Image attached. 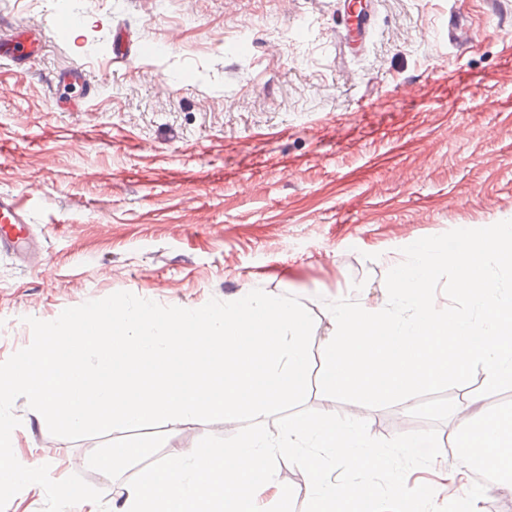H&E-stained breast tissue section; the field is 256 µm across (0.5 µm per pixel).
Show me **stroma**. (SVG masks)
Returning a JSON list of instances; mask_svg holds the SVG:
<instances>
[{
    "label": "stroma",
    "mask_w": 512,
    "mask_h": 512,
    "mask_svg": "<svg viewBox=\"0 0 512 512\" xmlns=\"http://www.w3.org/2000/svg\"><path fill=\"white\" fill-rule=\"evenodd\" d=\"M339 0H0L42 52L0 60V194L19 197L31 252H0V362L32 341L27 318L119 291L197 309L259 288L314 317L311 361L336 332L326 302L370 305L403 247L512 220V0H378L364 53L344 46ZM78 69L89 86L62 85ZM485 371L448 390L482 395ZM305 408L365 420L388 439L424 430L410 402ZM15 452L46 458L36 484H0V512H113L146 461L239 422L167 423L103 437L52 435L25 398ZM146 459L106 479L99 449Z\"/></svg>",
    "instance_id": "1"
}]
</instances>
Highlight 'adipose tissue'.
I'll return each mask as SVG.
<instances>
[{"mask_svg": "<svg viewBox=\"0 0 512 512\" xmlns=\"http://www.w3.org/2000/svg\"><path fill=\"white\" fill-rule=\"evenodd\" d=\"M456 438L472 448L473 461L483 469L506 475L503 487L512 492V410L485 419L467 414L458 422Z\"/></svg>", "mask_w": 512, "mask_h": 512, "instance_id": "ef3b65f1", "label": "adipose tissue"}]
</instances>
